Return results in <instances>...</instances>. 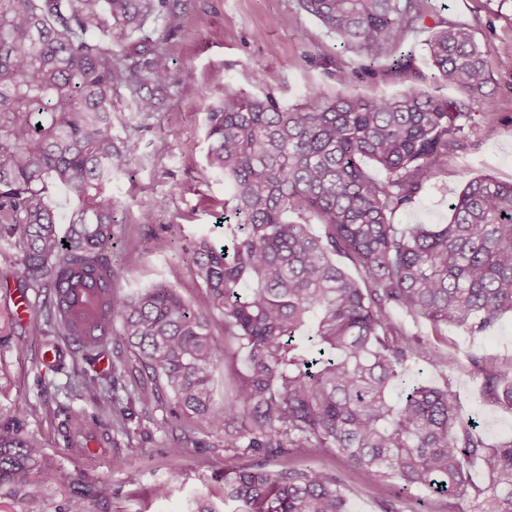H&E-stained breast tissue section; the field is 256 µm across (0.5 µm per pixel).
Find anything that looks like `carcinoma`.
I'll use <instances>...</instances> for the list:
<instances>
[{
	"label": "carcinoma",
	"instance_id": "1",
	"mask_svg": "<svg viewBox=\"0 0 512 512\" xmlns=\"http://www.w3.org/2000/svg\"><path fill=\"white\" fill-rule=\"evenodd\" d=\"M355 50L367 70H412L407 32L423 20L420 0H296ZM167 0H0V242L17 252L21 288L52 290L45 338L52 366H65L74 340L85 357L120 327L151 380L164 381L178 410L202 431L225 429L224 447L283 452L332 448L367 480L391 479L397 500L413 492L469 497V510L512 512V439L489 444L446 389L408 383L420 341L393 318L398 309L435 329L470 335L512 312V183L469 180L449 205L447 224L405 229L390 216L415 198L437 162L464 148L472 113L453 99L407 84L389 98L330 97L311 89L284 107L274 98L224 92L209 113L207 163L232 187L224 234L182 246L202 281L224 339L165 283L118 292L108 246L117 204L106 188L137 145L113 133L112 90L170 79L165 56L131 37ZM122 50L113 48V43ZM440 80L486 109L490 74L470 30L447 26L427 42ZM76 202L69 224L44 200L48 180ZM290 212L302 223L286 220ZM314 218L320 231L308 224ZM348 259L354 277L336 262ZM245 354L237 404L212 409V368L224 340ZM483 401L512 411V377L494 360L471 357ZM75 393L100 406L111 387L72 359ZM401 387L399 400L392 391ZM67 444L86 451L112 424L83 414L63 423ZM40 442L0 410V498L42 512L36 470ZM487 481L472 483L465 462ZM111 488L89 485L85 501ZM233 512H347L344 480L325 470L241 469L224 476Z\"/></svg>",
	"mask_w": 512,
	"mask_h": 512
}]
</instances>
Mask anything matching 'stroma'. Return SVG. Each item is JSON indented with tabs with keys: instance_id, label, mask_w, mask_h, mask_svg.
<instances>
[{
	"instance_id": "1",
	"label": "stroma",
	"mask_w": 512,
	"mask_h": 512,
	"mask_svg": "<svg viewBox=\"0 0 512 512\" xmlns=\"http://www.w3.org/2000/svg\"><path fill=\"white\" fill-rule=\"evenodd\" d=\"M425 19L408 31L418 87L429 95L461 98V91L435 83L426 41L433 27H469L491 70L494 138L480 129L489 116L470 104L472 129L464 150L442 158L414 200L392 214L400 227L445 224L449 205L466 182L490 174L512 182V0H422ZM149 28L154 48L170 66L167 86H120L112 92V121L116 135L138 145L137 156L124 163L112 179L118 204L112 257L117 291L132 293L164 282L175 288L192 310L203 313L207 302L200 281L186 260L183 244L200 238L224 240V200L227 180L206 161L208 114L232 90L254 97L273 96L281 105L298 104L304 92L316 88L333 96L364 94L386 97L400 91L401 78L359 74L360 57L342 48L334 33L301 11L295 0H169ZM350 72L339 83L337 69ZM206 97H199L198 89ZM153 97L156 108L138 111V96ZM150 241L151 251L141 249ZM18 267L8 247H0V409L12 410L26 434L43 448L40 476L52 483L44 512H68L75 483L110 485L108 512H194L205 499L216 512L225 505L224 474L245 467L276 469L285 464L320 467L339 474L350 487L349 512H383L394 501L390 483L366 481L330 448H292L286 454L234 450L224 445L223 430L199 431L189 419L173 418L176 401L160 390L151 407H142L138 391L143 373L122 374L113 392L116 407L125 409V432L104 454H84L68 448L61 423L65 412L111 417L88 396L72 391L69 369H54L41 339L31 336V320L42 319L41 300H33L28 317L10 323L14 313ZM417 336L423 358L412 361L411 378L448 388L461 411L476 418L488 443L512 439V412L479 398L480 381L471 355L494 358L512 374V312L487 333L468 335L451 326L434 329L426 321L406 322ZM448 356L434 364L430 355ZM245 371L244 357L234 342L225 341L224 358L213 371L215 409L233 401ZM115 407V408H116ZM177 482H168L169 473ZM166 496H158L159 484Z\"/></svg>"
}]
</instances>
